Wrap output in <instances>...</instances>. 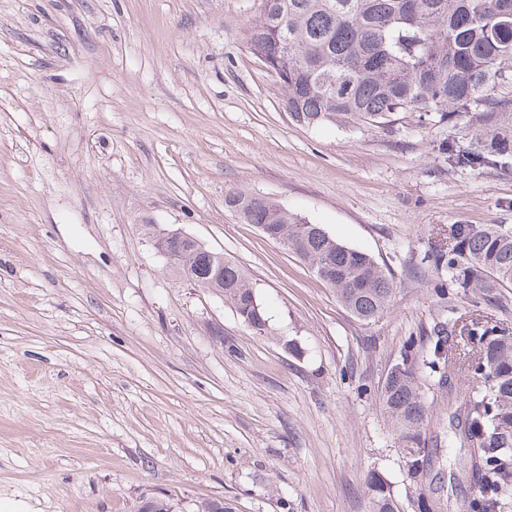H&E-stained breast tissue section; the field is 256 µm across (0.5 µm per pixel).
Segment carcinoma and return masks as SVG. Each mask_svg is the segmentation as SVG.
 <instances>
[{
  "mask_svg": "<svg viewBox=\"0 0 512 512\" xmlns=\"http://www.w3.org/2000/svg\"><path fill=\"white\" fill-rule=\"evenodd\" d=\"M247 44L276 74L282 109L297 124L386 128L411 112L419 124L435 126L470 113L477 126L469 141L441 143L448 164L478 173L512 168V126L505 122L512 118V0H264ZM225 204L309 265L358 320L387 313L393 288L369 254L265 199L233 191ZM144 229L180 277L214 289L243 323L265 329V310L237 264L176 230ZM449 240L427 255L448 272L437 296L506 304L512 225L456 224ZM426 342L427 382L419 380L415 356L406 350L379 395L408 472L421 483L440 463V451L423 436L428 388L448 398L453 438L467 450L464 475L473 491L466 512H512V336L479 318L465 323L450 315ZM469 374L475 384L457 389ZM371 491L377 512H395L387 483L375 478ZM417 508L446 512L450 504L422 497Z\"/></svg>",
  "mask_w": 512,
  "mask_h": 512,
  "instance_id": "1",
  "label": "carcinoma"
}]
</instances>
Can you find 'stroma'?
Here are the masks:
<instances>
[{
  "label": "stroma",
  "mask_w": 512,
  "mask_h": 512,
  "mask_svg": "<svg viewBox=\"0 0 512 512\" xmlns=\"http://www.w3.org/2000/svg\"><path fill=\"white\" fill-rule=\"evenodd\" d=\"M263 0H0V504L30 512H465L415 483L378 396L456 310L425 259L455 224L512 225V168H451L464 125L301 126L246 34ZM237 190L371 255L387 314L352 317L226 206ZM186 232L255 285L267 328L171 272L144 225Z\"/></svg>",
  "instance_id": "stroma-1"
}]
</instances>
